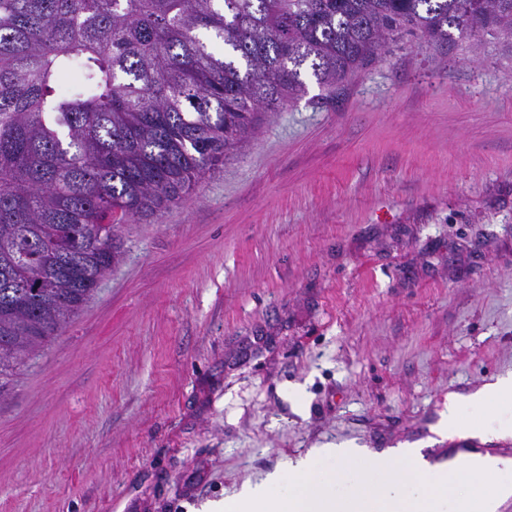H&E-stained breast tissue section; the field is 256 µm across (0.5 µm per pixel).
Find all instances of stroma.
<instances>
[{
    "label": "stroma",
    "instance_id": "35a3bbf8",
    "mask_svg": "<svg viewBox=\"0 0 512 512\" xmlns=\"http://www.w3.org/2000/svg\"><path fill=\"white\" fill-rule=\"evenodd\" d=\"M0 397V512H199L350 444L434 440L512 373V41L389 43L265 115Z\"/></svg>",
    "mask_w": 512,
    "mask_h": 512
}]
</instances>
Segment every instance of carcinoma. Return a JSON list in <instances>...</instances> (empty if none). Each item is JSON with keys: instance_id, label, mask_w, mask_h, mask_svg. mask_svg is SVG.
I'll return each instance as SVG.
<instances>
[{"instance_id": "obj_1", "label": "carcinoma", "mask_w": 512, "mask_h": 512, "mask_svg": "<svg viewBox=\"0 0 512 512\" xmlns=\"http://www.w3.org/2000/svg\"><path fill=\"white\" fill-rule=\"evenodd\" d=\"M512 40V0H0V395L158 215L388 43Z\"/></svg>"}]
</instances>
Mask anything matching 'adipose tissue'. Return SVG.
Returning <instances> with one entry per match:
<instances>
[{
	"instance_id": "1",
	"label": "adipose tissue",
	"mask_w": 512,
	"mask_h": 512,
	"mask_svg": "<svg viewBox=\"0 0 512 512\" xmlns=\"http://www.w3.org/2000/svg\"><path fill=\"white\" fill-rule=\"evenodd\" d=\"M486 405L497 407L495 418L469 425L461 423V408ZM435 431L443 438L452 432L484 443L512 435V375L496 377L466 395L450 394L448 413L441 418Z\"/></svg>"
}]
</instances>
